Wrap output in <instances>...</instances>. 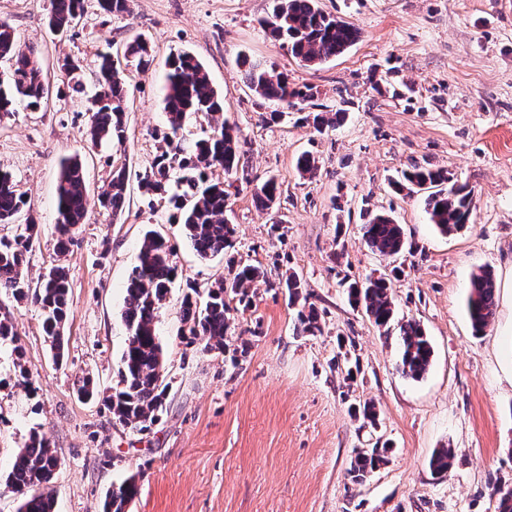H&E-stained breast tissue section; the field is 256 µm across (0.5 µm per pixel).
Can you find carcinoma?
I'll use <instances>...</instances> for the list:
<instances>
[{
	"label": "carcinoma",
	"mask_w": 512,
	"mask_h": 512,
	"mask_svg": "<svg viewBox=\"0 0 512 512\" xmlns=\"http://www.w3.org/2000/svg\"><path fill=\"white\" fill-rule=\"evenodd\" d=\"M100 9L107 15L129 13L128 0H99ZM84 10L83 0H51L47 16L48 27L61 35L75 28ZM266 31L287 48L290 56L307 67L319 66L344 54L360 39V29L352 22L325 13L318 0H274L272 13L261 20ZM137 59V65L149 64L148 43L134 38L126 45L124 57ZM0 61L8 64L0 76V112H9L17 102L31 109L47 103L49 86L35 60L34 51L17 48L11 26L0 21ZM244 77L248 88L265 102L283 103L289 107L308 105L312 112L305 119L312 121L318 132L343 120L336 113V121L322 112L314 111V93L307 85L297 86L288 80V74L278 72L266 64L243 57ZM68 76L72 87L81 85V66L68 57L59 65ZM99 89L92 97L89 112L90 135L94 143L112 141L121 144L126 139L123 121L127 90L120 63L109 55L101 57L98 76ZM164 111L169 133L165 138L177 137L189 114H204L210 118L224 112V95L212 85L205 66L192 54L183 52L170 63L164 95ZM241 166L239 138L226 122L217 123L211 133L197 140L188 150L174 148L162 152L156 159L151 174L143 178V192L165 194L180 212L185 237L202 259L227 253L233 248L236 233L234 225L224 218L226 194L224 184L208 177V170L220 168L224 177L231 178ZM129 171L126 165L112 167L108 183L103 187L101 206L119 218L128 203ZM425 192V207L430 221L440 233L451 235L472 221L473 193L442 168L415 167L403 173L395 183V192ZM281 191L276 180H265L255 191L257 204L266 209H280ZM28 201L18 192L7 174L0 173V223H11L23 211ZM56 253L64 255L78 225L84 223L86 185L84 163L80 156L64 159L60 165L57 186ZM364 240L368 247L382 256L396 258L412 247L403 225L390 214L380 211L368 214L363 224ZM39 239L38 225L19 224L13 237L0 238V296L28 300L43 317L42 329L55 357H63V328L73 303L70 275L66 267L55 264L43 274L36 285H31L24 274L26 254ZM174 246L155 231L144 234L125 288L121 320L127 332V343L117 370L118 382L107 399V409L120 424L145 431L154 424L167 398L169 384L165 383L163 347L157 331L161 302L174 281L172 264ZM229 281L200 292L191 287L182 300V335L190 342H203V349H224V337L230 328L234 312L226 299L227 293L238 296V303L249 304L246 284L264 277L258 265L245 263L230 256L226 260ZM289 303L301 300V281L292 273L284 281ZM349 299L364 307L366 314L379 328H388L394 315V301L390 283L384 277H369L362 282L348 284ZM496 312V279L489 268L473 274L467 298V314L472 330L479 335L493 322ZM297 318L303 330L319 329V313L314 304L298 310ZM401 373L410 379L423 377L431 364L432 345L420 323L409 320L399 327ZM10 342L14 364L19 369V385L29 386V371L24 362V349L19 344L14 324L8 311H0V343ZM385 445L360 448L354 452L349 465L352 482L361 483L386 461ZM452 452L442 449L430 461L439 475L452 465ZM60 458L51 441L38 432L29 435L15 454L4 487L19 498L18 512H54L52 483ZM138 495L136 477L127 478L109 491L101 512H132Z\"/></svg>",
	"instance_id": "carcinoma-1"
}]
</instances>
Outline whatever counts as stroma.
I'll return each instance as SVG.
<instances>
[{
  "label": "stroma",
  "instance_id": "obj_1",
  "mask_svg": "<svg viewBox=\"0 0 512 512\" xmlns=\"http://www.w3.org/2000/svg\"><path fill=\"white\" fill-rule=\"evenodd\" d=\"M270 0H131L108 16L98 0L66 38L44 21L50 0H0V20L20 50H33L53 88L40 111L0 113V170L25 193L41 238L24 267L37 280L68 267L74 304L55 361L31 303L7 299L38 392L18 386L11 348L0 346V479L32 429L57 448L56 512H101L111 485L136 476L134 512H495L497 486L512 487V0H319L354 23L358 43L312 68L292 58L258 24ZM136 34L153 62L124 63L128 85L123 145L93 144L86 99L96 90L100 55ZM192 52L224 94V116L238 129L242 166L228 189L235 253L266 272L249 289L223 350L203 351L180 336L189 286L228 274L223 256L200 259L172 222L166 200L143 194L140 175L167 150L166 62ZM276 65L309 85L323 112L345 110L339 126L317 132L301 112L266 114L246 86L240 55ZM78 60L83 93L59 90V61ZM318 175H300L301 154ZM80 155L89 208L66 255L55 252L60 161ZM130 172L121 218L97 195L116 164ZM414 165L443 168L473 190V222L444 236L430 223L423 194H395L392 178ZM280 185L278 213L254 191ZM391 212L414 244L393 281L390 329L354 307L342 283L389 271V259L363 239L364 210ZM283 226L272 230L274 219ZM175 246L178 276L159 312L166 407L149 431L116 423L103 398L117 382L126 341L120 314L145 230ZM490 268L498 284L492 325L473 335L465 307L473 272ZM296 273L319 314L303 333L279 282ZM419 321L433 347L428 372L404 377L399 326ZM96 384L99 399L76 390ZM375 406L379 426H364L350 406ZM390 444L388 459L365 481L348 474L354 449ZM451 449L445 475L432 456Z\"/></svg>",
  "mask_w": 512,
  "mask_h": 512
}]
</instances>
